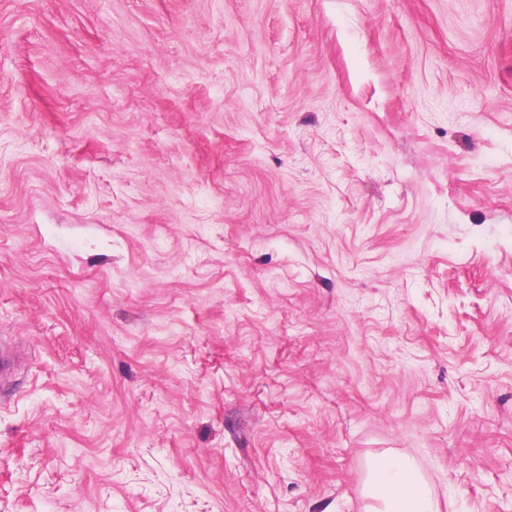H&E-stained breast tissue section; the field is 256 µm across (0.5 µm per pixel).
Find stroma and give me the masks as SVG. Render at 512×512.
<instances>
[{
	"label": "stroma",
	"mask_w": 512,
	"mask_h": 512,
	"mask_svg": "<svg viewBox=\"0 0 512 512\" xmlns=\"http://www.w3.org/2000/svg\"><path fill=\"white\" fill-rule=\"evenodd\" d=\"M0 512H512V0H0ZM19 355L14 346L3 340L0 341V384L7 383L13 376ZM369 512H438V501L407 457L386 454L370 464L364 486Z\"/></svg>",
	"instance_id": "1"
}]
</instances>
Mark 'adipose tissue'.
<instances>
[{
    "instance_id": "obj_1",
    "label": "adipose tissue",
    "mask_w": 512,
    "mask_h": 512,
    "mask_svg": "<svg viewBox=\"0 0 512 512\" xmlns=\"http://www.w3.org/2000/svg\"><path fill=\"white\" fill-rule=\"evenodd\" d=\"M369 512H438V501L407 457L386 454L373 461L364 486Z\"/></svg>"
}]
</instances>
